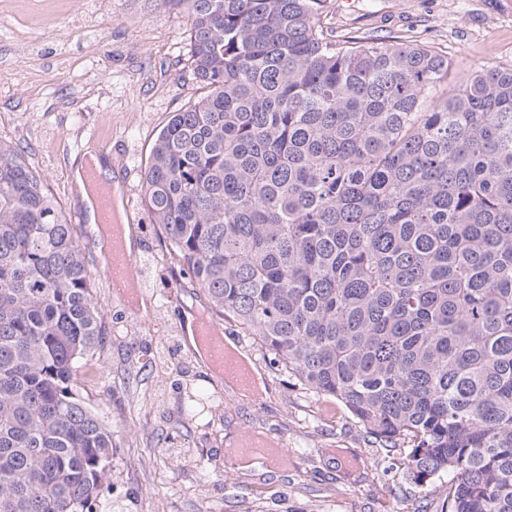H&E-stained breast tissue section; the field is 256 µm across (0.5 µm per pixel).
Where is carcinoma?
Returning a JSON list of instances; mask_svg holds the SVG:
<instances>
[{"instance_id": "1", "label": "carcinoma", "mask_w": 512, "mask_h": 512, "mask_svg": "<svg viewBox=\"0 0 512 512\" xmlns=\"http://www.w3.org/2000/svg\"><path fill=\"white\" fill-rule=\"evenodd\" d=\"M183 2L205 94L141 187L170 262L414 483L448 476L446 512H512V66L436 99L445 56L339 32L330 0ZM86 250L0 142V512H94L112 477Z\"/></svg>"}]
</instances>
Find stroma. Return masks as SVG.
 Returning <instances> with one entry per match:
<instances>
[{"label": "stroma", "instance_id": "stroma-1", "mask_svg": "<svg viewBox=\"0 0 512 512\" xmlns=\"http://www.w3.org/2000/svg\"><path fill=\"white\" fill-rule=\"evenodd\" d=\"M334 21L355 37L411 36L447 54L445 91L456 92L480 63L512 65V0H332ZM187 6L162 0H0V141L25 147L67 218L83 205L71 170L95 148L125 177L140 265L158 260L161 280L132 307L104 274L88 224L95 294L108 336L97 353L108 383L82 380V395L112 424L117 449L100 503L124 512H441L450 485L419 486L401 460L368 443L339 400L303 390L271 369L260 345L233 323L224 333L252 360L264 391L241 400L208 374L186 324L205 296L167 259V241L142 205L152 147L171 113L203 94L186 49ZM193 382L224 408L221 424L189 419L179 389ZM246 432L282 440L292 464L278 473L240 469L228 443ZM209 459L207 472L195 458Z\"/></svg>", "mask_w": 512, "mask_h": 512}]
</instances>
